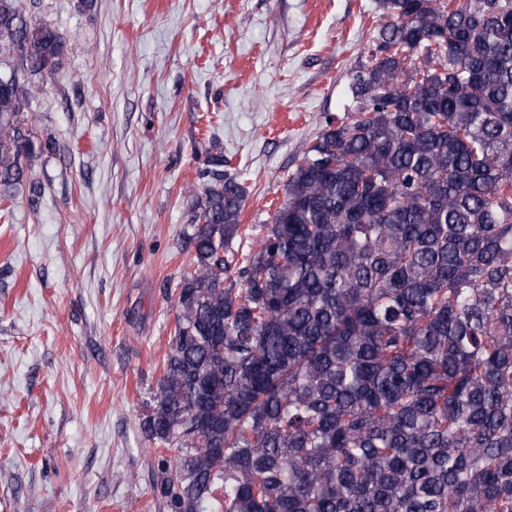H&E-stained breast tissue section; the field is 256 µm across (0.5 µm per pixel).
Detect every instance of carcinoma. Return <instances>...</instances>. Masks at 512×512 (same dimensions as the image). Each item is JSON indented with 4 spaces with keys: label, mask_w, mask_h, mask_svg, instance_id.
I'll return each instance as SVG.
<instances>
[{
    "label": "carcinoma",
    "mask_w": 512,
    "mask_h": 512,
    "mask_svg": "<svg viewBox=\"0 0 512 512\" xmlns=\"http://www.w3.org/2000/svg\"><path fill=\"white\" fill-rule=\"evenodd\" d=\"M258 249L221 169L141 429L166 512H512V0H379ZM65 36L0 0V198Z\"/></svg>",
    "instance_id": "obj_1"
}]
</instances>
